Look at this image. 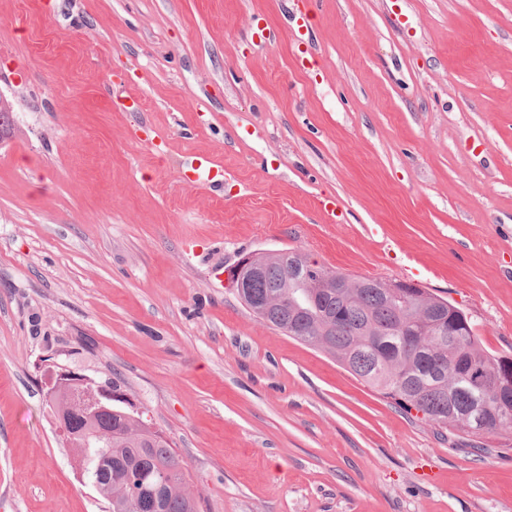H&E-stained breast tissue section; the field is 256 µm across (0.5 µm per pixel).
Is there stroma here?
Listing matches in <instances>:
<instances>
[{
    "mask_svg": "<svg viewBox=\"0 0 512 512\" xmlns=\"http://www.w3.org/2000/svg\"><path fill=\"white\" fill-rule=\"evenodd\" d=\"M0 93V512L107 510L56 364L119 382L199 512H512V444L464 447L217 277L288 248L415 276L512 357V0H0Z\"/></svg>",
    "mask_w": 512,
    "mask_h": 512,
    "instance_id": "stroma-1",
    "label": "stroma"
}]
</instances>
